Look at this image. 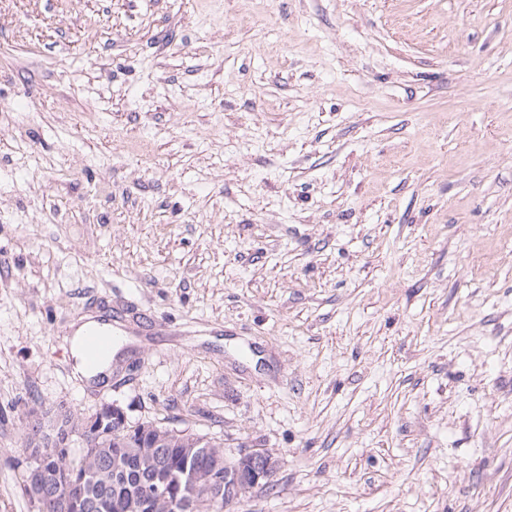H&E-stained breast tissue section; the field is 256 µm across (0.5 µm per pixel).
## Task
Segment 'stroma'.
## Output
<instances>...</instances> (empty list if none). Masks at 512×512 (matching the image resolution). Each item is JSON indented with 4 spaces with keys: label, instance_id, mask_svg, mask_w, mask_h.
I'll return each instance as SVG.
<instances>
[{
    "label": "stroma",
    "instance_id": "obj_1",
    "mask_svg": "<svg viewBox=\"0 0 512 512\" xmlns=\"http://www.w3.org/2000/svg\"><path fill=\"white\" fill-rule=\"evenodd\" d=\"M106 402L233 512H512V0H0V512ZM72 327L73 331L70 343L71 352L75 358V368L77 372L85 377L95 376L96 374L102 373L108 369L110 363L112 362V352L118 350L122 344L130 341V338L126 332L120 330L119 328H115L113 330L119 336H115L116 339L114 348V346H112V324L101 322L94 315L80 316L73 323ZM95 331L104 332L108 336ZM87 332L89 333L86 334ZM85 335L88 337L86 338ZM102 336H106L111 340V349L107 355V358L102 361L98 367H95L97 363L106 355L108 350V342ZM85 360L90 367L95 368H88Z\"/></svg>",
    "mask_w": 512,
    "mask_h": 512
}]
</instances>
